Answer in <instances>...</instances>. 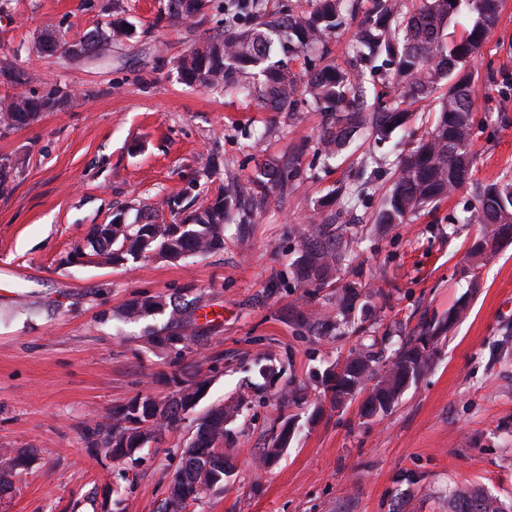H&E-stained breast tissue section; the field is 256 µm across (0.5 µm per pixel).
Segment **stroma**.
<instances>
[{"label": "stroma", "mask_w": 512, "mask_h": 512, "mask_svg": "<svg viewBox=\"0 0 512 512\" xmlns=\"http://www.w3.org/2000/svg\"><path fill=\"white\" fill-rule=\"evenodd\" d=\"M106 2L8 0L0 10V61L21 64L23 91L68 95L0 135V158L25 161L0 193V449L35 456L0 498V512H160L191 424L167 434L134 487L107 506L93 490L112 482L117 465L98 459L80 428L137 393L167 395L160 378L172 372L170 359L142 338L165 316L122 327L114 315L136 296L176 291L202 298L214 325L207 349L184 356L213 362L197 413L248 400L223 490L187 512H448L444 492L454 484L512 497V244L471 275L465 252L476 227L462 217L472 185L432 214L364 235L355 263L363 282L391 283L390 298L368 299L378 324L410 331L470 299L429 371L382 418H361L356 399L331 406L319 378L358 337L303 336L288 320L292 304L334 311L325 293L309 295L290 280V228L319 221L322 197L365 179L368 197L339 206L344 221L369 223L394 158L427 133L435 102L415 104L406 130L384 146L357 136L327 168L311 150L325 122L313 107L267 112L231 92L179 83V58L223 38V0H209L193 24L160 20L167 0H120L136 25L131 39L66 66L38 52L42 30L79 38L102 21ZM468 67L478 124L473 179L485 182L512 174V0ZM302 143L310 150L299 174L255 213L248 249L230 228L223 252L184 262L112 267L76 253L93 225L118 212L164 198L206 202L228 179L250 177L260 159L287 160ZM291 384L299 403L282 399ZM288 417L299 432L276 465L259 469L257 455Z\"/></svg>", "instance_id": "stroma-1"}]
</instances>
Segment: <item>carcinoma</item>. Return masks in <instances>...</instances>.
Wrapping results in <instances>:
<instances>
[{"mask_svg":"<svg viewBox=\"0 0 512 512\" xmlns=\"http://www.w3.org/2000/svg\"><path fill=\"white\" fill-rule=\"evenodd\" d=\"M207 0H168L169 15L182 20L195 18ZM309 8L295 11L283 8L268 13L262 0L240 3L230 0L224 6V38L211 40L182 56L176 65L178 79L188 87L207 89L234 87L239 94L257 101L271 112H294L309 103L331 117L317 141L316 154L326 163L336 160L358 133H366L377 145L388 143L393 134L409 122L411 113L403 108L431 98L442 86L447 90L435 109L433 129L409 154L396 162L392 183L374 215L376 229L383 232L402 224L461 189L471 180L475 135L474 97L471 76L461 73L460 65L478 54L498 25L502 0H371V7L360 12V0H308ZM467 5L474 15L472 24L460 36L448 39L451 20ZM254 23L238 24L244 12ZM354 59L347 67L334 62L314 67L298 80L285 73V61L273 60L274 48L291 57L313 49L329 54L330 39L351 23ZM133 24L109 18L79 39L68 41L53 31L38 37L42 52L58 60H70L79 46L97 53L112 42L132 37ZM391 76L397 97L385 104L381 95L371 92L368 77ZM63 103L53 90L37 96L15 92L0 97V134L27 126L40 114ZM24 166L22 159L0 163V189L8 186ZM298 168L277 159H267L253 176L231 181L224 193L206 205L193 207L176 200L167 204L172 221L158 220L159 209L140 212V223L121 222V215L109 224L95 225L81 255L101 259L113 266H124L151 258L157 250L178 262L224 250L227 225L238 221L236 240L242 247L250 242L249 215L264 201L270 189L285 191ZM464 223L477 229L467 257L471 268H479L489 256L502 249L499 238L503 225L512 226V176L478 187L475 201L467 208ZM298 247L289 268L297 284L318 292L333 288L336 320L323 318L315 310L290 313L296 330L307 336H334L346 327L352 334L367 332L368 308L363 303L365 288L349 267L356 260L362 243V229L338 224L330 216L318 224L296 227ZM199 303L177 297L140 295L116 314L121 323H137L149 316L167 315L164 325L144 336L151 349L183 358L188 346L203 347L211 328L197 325ZM469 299L461 298L448 315L425 325L380 362L376 343L350 351L341 362L325 369L322 384L332 406L361 396L360 417L373 419L387 413L405 390L429 369L438 345L449 329L463 317ZM172 391L164 397L138 393L111 414L93 418L83 425L82 437L95 453H112V460L126 468L120 478L134 483L138 466L151 444L178 430L195 411L211 379L198 365L162 378ZM242 402L211 405L196 418L195 431L182 449L180 466L167 485L165 512H186L202 494L224 487V477L232 468L224 448L235 443L233 425ZM295 432L286 420L278 434L263 448L260 463L266 468L281 456ZM32 461L25 449L0 452V497L12 491L13 478L22 461ZM448 512H512L507 502L482 488L462 485L445 492Z\"/></svg>","mask_w":512,"mask_h":512,"instance_id":"carcinoma-1","label":"carcinoma"}]
</instances>
